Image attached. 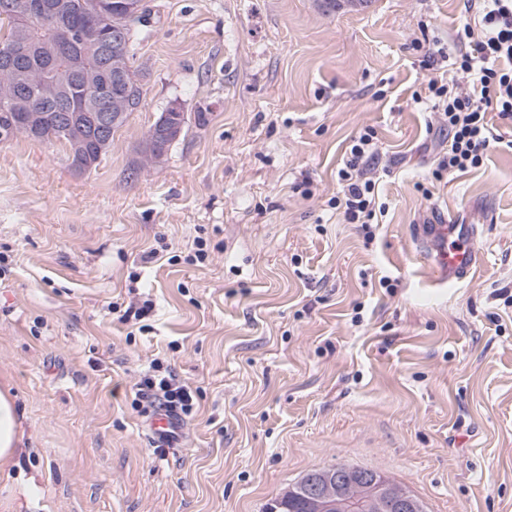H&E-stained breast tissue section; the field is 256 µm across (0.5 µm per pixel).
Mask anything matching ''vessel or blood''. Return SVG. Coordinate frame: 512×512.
<instances>
[{
	"label": "vessel or blood",
	"instance_id": "b4317fda",
	"mask_svg": "<svg viewBox=\"0 0 512 512\" xmlns=\"http://www.w3.org/2000/svg\"><path fill=\"white\" fill-rule=\"evenodd\" d=\"M434 261L448 281L469 277L479 265L483 253L477 245V232L452 224H435L431 227Z\"/></svg>",
	"mask_w": 512,
	"mask_h": 512
}]
</instances>
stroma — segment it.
Returning <instances> with one entry per match:
<instances>
[{
  "mask_svg": "<svg viewBox=\"0 0 512 512\" xmlns=\"http://www.w3.org/2000/svg\"><path fill=\"white\" fill-rule=\"evenodd\" d=\"M146 3L142 101L95 168L0 142V389L22 435L0 512H262L329 466L426 512H512V150L435 181L448 138L412 100L415 41L455 46L463 0ZM173 106L183 130L145 163ZM366 126L369 242L331 203ZM445 220L487 255L451 287L423 244ZM148 298L140 322L110 310ZM156 359L197 391L161 458L134 405Z\"/></svg>",
  "mask_w": 512,
  "mask_h": 512,
  "instance_id": "stroma-1",
  "label": "stroma"
}]
</instances>
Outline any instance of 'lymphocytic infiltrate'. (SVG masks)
<instances>
[{
    "mask_svg": "<svg viewBox=\"0 0 512 512\" xmlns=\"http://www.w3.org/2000/svg\"><path fill=\"white\" fill-rule=\"evenodd\" d=\"M469 16L457 33L462 49L448 53L433 45L425 52L430 75L414 101L429 105L437 126L448 131V150L433 173L444 175L483 165L490 148L512 150L487 120L488 113L512 122V0H463ZM377 154L376 132L364 127L352 139L338 171L334 206L347 223L370 228L377 223L376 181L370 163ZM135 402L142 412H165L179 419L195 409L196 393L171 366L153 362L135 383Z\"/></svg>",
    "mask_w": 512,
    "mask_h": 512,
    "instance_id": "1",
    "label": "lymphocytic infiltrate"
}]
</instances>
